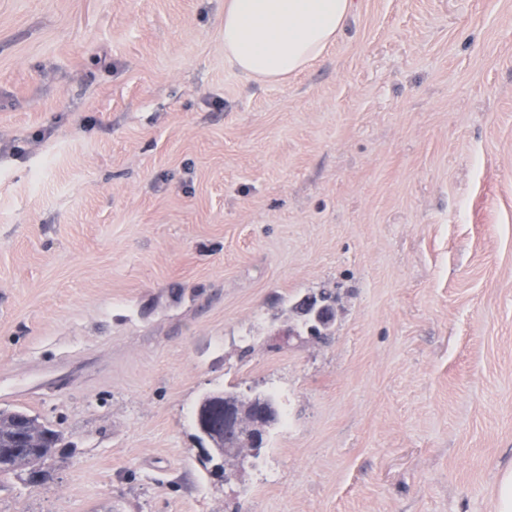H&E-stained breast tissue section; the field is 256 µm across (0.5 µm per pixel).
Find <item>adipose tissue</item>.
Returning a JSON list of instances; mask_svg holds the SVG:
<instances>
[{"mask_svg": "<svg viewBox=\"0 0 512 512\" xmlns=\"http://www.w3.org/2000/svg\"><path fill=\"white\" fill-rule=\"evenodd\" d=\"M356 0H225L224 59L259 83H284L333 44Z\"/></svg>", "mask_w": 512, "mask_h": 512, "instance_id": "adipose-tissue-1", "label": "adipose tissue"}]
</instances>
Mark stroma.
I'll list each match as a JSON object with an SVG mask.
<instances>
[{
    "label": "stroma",
    "mask_w": 512,
    "mask_h": 512,
    "mask_svg": "<svg viewBox=\"0 0 512 512\" xmlns=\"http://www.w3.org/2000/svg\"><path fill=\"white\" fill-rule=\"evenodd\" d=\"M330 289L325 340H282ZM254 351L241 357L243 339ZM281 420L231 481L190 413ZM0 512H494L512 467V0H357L281 84L224 0H0ZM23 416H30L29 425L27 420L22 419L20 421V432L21 435L25 432L28 427V440L25 443H21L18 439L19 433L16 429L17 420ZM50 432L57 435L59 438L61 435L54 430L50 425L39 420L38 417L30 415L27 410L23 408L13 409H0V476L14 474L17 477L22 476L23 473L27 472L30 476V461L34 469L41 463L43 458L45 460L51 456H42L40 453H36L32 456L33 452L40 449L38 446L45 445L46 433ZM20 435V438L23 437ZM34 446V447H33ZM32 457V460H31ZM44 460V461H45Z\"/></svg>",
    "instance_id": "stroma-1"
}]
</instances>
